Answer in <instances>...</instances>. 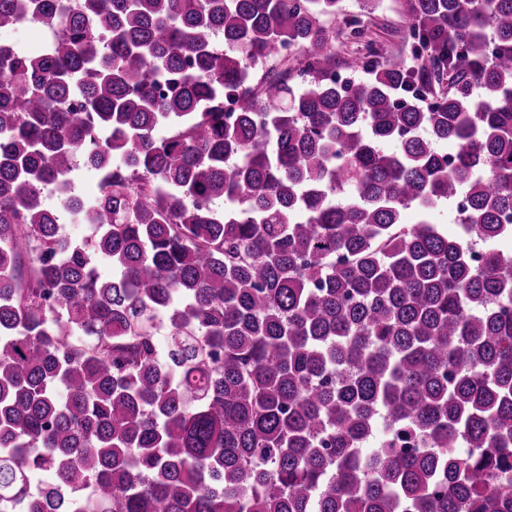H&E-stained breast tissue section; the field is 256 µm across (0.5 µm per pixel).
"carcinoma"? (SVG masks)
<instances>
[{
	"label": "carcinoma",
	"mask_w": 512,
	"mask_h": 512,
	"mask_svg": "<svg viewBox=\"0 0 512 512\" xmlns=\"http://www.w3.org/2000/svg\"><path fill=\"white\" fill-rule=\"evenodd\" d=\"M342 2L0 0V508L512 512V0ZM358 0H344V11L336 15V19L328 18L327 25L335 35L336 70L354 78L361 79L363 73L348 72L345 63L355 55L366 54L363 48L346 37L345 22L351 18L362 20L368 31L369 39L375 43L388 58L411 57V45L405 38L406 28L409 22L408 0H380L379 7L372 13L360 9ZM338 71L333 73L334 78L343 83L349 80ZM44 39V28L40 23H31L21 29L0 30V41L13 42L32 54L42 50Z\"/></svg>",
	"instance_id": "carcinoma-1"
}]
</instances>
